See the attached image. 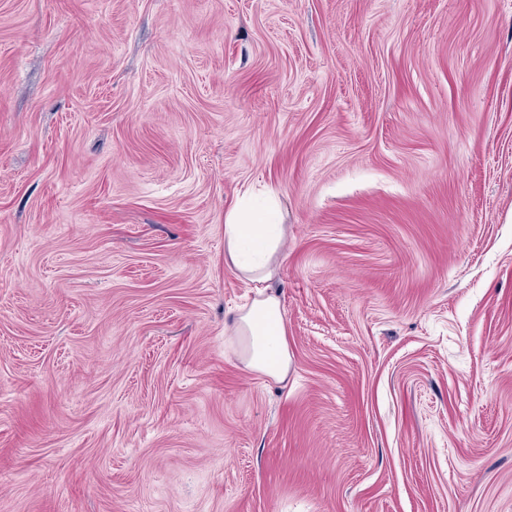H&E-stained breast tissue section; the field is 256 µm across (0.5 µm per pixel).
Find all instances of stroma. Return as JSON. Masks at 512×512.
<instances>
[{
	"mask_svg": "<svg viewBox=\"0 0 512 512\" xmlns=\"http://www.w3.org/2000/svg\"><path fill=\"white\" fill-rule=\"evenodd\" d=\"M0 512H512V0H0ZM278 203L260 209L239 205L224 215V261L256 284L255 297L236 310L232 328L243 342L242 363L275 380L288 375L290 356L282 301L273 289L286 227L278 224Z\"/></svg>",
	"mask_w": 512,
	"mask_h": 512,
	"instance_id": "stroma-1",
	"label": "stroma"
}]
</instances>
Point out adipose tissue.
I'll list each match as a JSON object with an SVG mask.
<instances>
[{
  "label": "adipose tissue",
  "instance_id": "1",
  "mask_svg": "<svg viewBox=\"0 0 512 512\" xmlns=\"http://www.w3.org/2000/svg\"><path fill=\"white\" fill-rule=\"evenodd\" d=\"M278 204L247 210L233 207L224 215V260L256 286L249 304L232 321L243 343L246 369L275 380L285 379L290 356L282 301L273 288L286 228L279 224Z\"/></svg>",
  "mask_w": 512,
  "mask_h": 512
}]
</instances>
